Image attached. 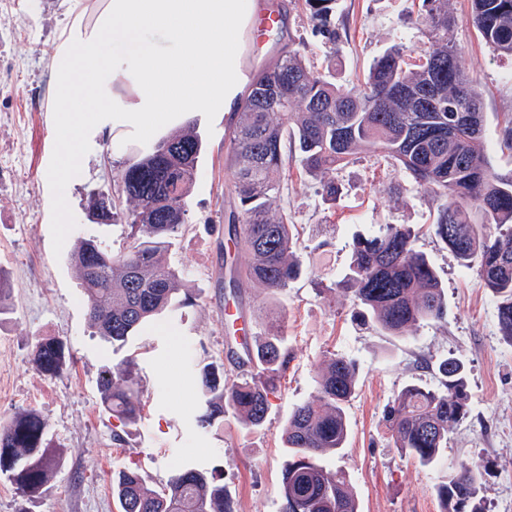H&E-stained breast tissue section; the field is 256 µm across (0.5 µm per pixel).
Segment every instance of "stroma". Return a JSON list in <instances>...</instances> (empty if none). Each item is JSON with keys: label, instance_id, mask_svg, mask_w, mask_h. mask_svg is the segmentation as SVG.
I'll use <instances>...</instances> for the list:
<instances>
[{"label": "stroma", "instance_id": "stroma-1", "mask_svg": "<svg viewBox=\"0 0 512 512\" xmlns=\"http://www.w3.org/2000/svg\"><path fill=\"white\" fill-rule=\"evenodd\" d=\"M264 2L310 66L345 89L360 87L373 59L391 46H402L411 64L431 46L417 22L421 0H337L332 41L315 33L303 0ZM469 8L468 0H448L449 37L481 98L489 159L507 174L512 151L503 149L502 138L512 121V59L468 23ZM65 9V0H0V276L9 288L0 304V424L37 410L61 451L53 478L35 494H20L0 478V512H120L112 496L116 472L136 468L161 485L185 465L223 470L235 512H282V427L313 392L331 352L359 365L346 410L348 443L326 458L329 467L349 474L359 512H441L434 487L460 462L482 473L485 512H512V343L499 330L495 300L476 270L461 267L429 234L437 201L393 162L365 155L337 169L331 202L321 180L304 175L298 159L290 158L279 205L295 226L303 274L277 294L253 284L234 294L224 286V264L235 251L224 239L236 206L226 163L229 126L195 116L203 144L188 223L168 254L193 302L118 348L94 334L69 254L87 227L113 249L124 244L125 225H92L88 205L91 192L116 193L125 161L100 140L83 174L69 183V223L57 222L56 190L46 177L54 136L45 88ZM386 224L419 228L416 247L432 261L448 305L445 320L420 323L401 336L361 325L350 295L336 287L355 237ZM229 301L246 309L257 334L266 311L280 314L290 363L263 427L228 416L202 429L196 367L213 361L226 374L237 371L238 346L224 322ZM48 337L63 341L67 355L54 378L44 377L31 358L35 342ZM130 357L146 406L136 422L126 423L102 406L98 383L105 368ZM447 357L466 366L470 412L450 433L441 461L425 468L395 448L383 416L403 387H437V365Z\"/></svg>", "mask_w": 512, "mask_h": 512}]
</instances>
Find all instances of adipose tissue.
Returning a JSON list of instances; mask_svg holds the SVG:
<instances>
[{
	"label": "adipose tissue",
	"instance_id": "1",
	"mask_svg": "<svg viewBox=\"0 0 512 512\" xmlns=\"http://www.w3.org/2000/svg\"><path fill=\"white\" fill-rule=\"evenodd\" d=\"M258 10V0H70L49 64L59 200L100 137L139 158L192 113L234 120Z\"/></svg>",
	"mask_w": 512,
	"mask_h": 512
}]
</instances>
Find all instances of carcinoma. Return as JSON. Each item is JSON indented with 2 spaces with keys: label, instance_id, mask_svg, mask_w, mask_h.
Returning a JSON list of instances; mask_svg holds the SVG:
<instances>
[{
  "label": "carcinoma",
  "instance_id": "carcinoma-1",
  "mask_svg": "<svg viewBox=\"0 0 512 512\" xmlns=\"http://www.w3.org/2000/svg\"><path fill=\"white\" fill-rule=\"evenodd\" d=\"M315 31L335 39L330 18L336 0H304ZM467 20L501 55L512 56V0H470ZM420 24L432 48L420 63H407L394 46L370 65L363 88L343 90L315 71L304 54L288 46L274 64L256 74L240 101V118L228 131V159L238 210L230 214L229 238L241 241L247 259L229 269L227 286L248 281L274 293L299 279L288 214L275 212L288 156L297 154L304 172L318 178L373 153L395 161L417 185L441 201L434 236L461 266L474 268L498 304L500 332L512 340V173L502 174L485 151V115L479 95L460 69L458 49L448 40V0H422ZM288 85L276 98L273 85ZM202 141L196 131L158 142L148 155L120 174L118 196L90 198L96 224L127 226L125 246L104 245L90 231L76 237L71 258L86 294L90 326L112 343H124L153 317L191 302L179 298L183 273L166 255L187 228V197L197 174ZM417 233L387 224L361 234L336 286L351 293L356 314L377 330L400 336L423 321L447 313L445 291L427 255L416 248ZM254 371L235 377L224 366L199 369L204 399L199 423L211 425L232 411L250 427L265 424L270 395L288 370L284 336L269 330L249 352ZM32 361L47 377L66 364L56 338L38 340ZM310 397L286 421L288 454L283 472V512H358L349 478L323 456L338 453L349 436L346 407L354 394L357 362L334 353L325 357ZM435 388L407 385L386 408L384 420L394 446L423 467L435 466L448 447V433L469 414L468 376L454 357L438 363ZM102 405L127 423L145 405L130 360L107 368L99 381ZM57 467L44 418L35 409L0 426V475L32 495ZM482 473L464 463L436 486L442 512H484L478 494ZM121 512H234L222 473L188 467L158 487L138 470L112 478Z\"/></svg>",
  "mask_w": 512,
  "mask_h": 512
}]
</instances>
